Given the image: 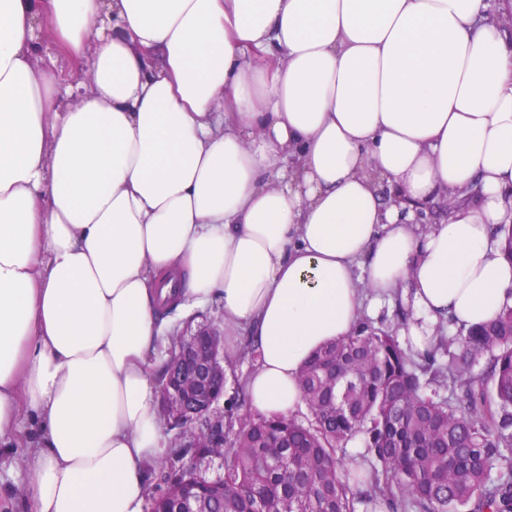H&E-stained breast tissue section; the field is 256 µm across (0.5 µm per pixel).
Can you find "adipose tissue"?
<instances>
[{
    "instance_id": "obj_1",
    "label": "adipose tissue",
    "mask_w": 512,
    "mask_h": 512,
    "mask_svg": "<svg viewBox=\"0 0 512 512\" xmlns=\"http://www.w3.org/2000/svg\"><path fill=\"white\" fill-rule=\"evenodd\" d=\"M512 0H0V445L27 512H146L176 311L248 328L252 411L376 300L417 350L512 306ZM46 19L48 41L36 29ZM99 29H92V22ZM83 80L65 81L58 58ZM430 204L421 229L381 189Z\"/></svg>"
}]
</instances>
